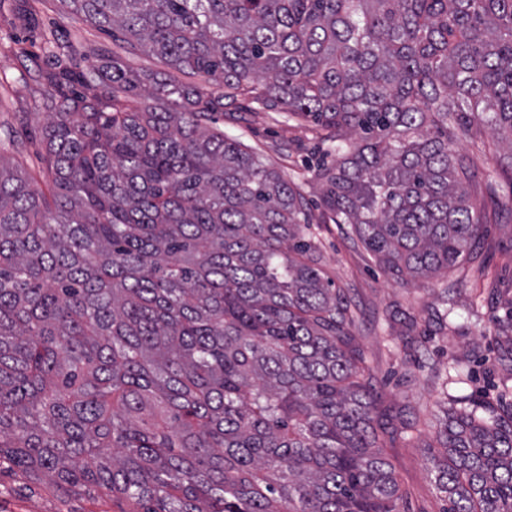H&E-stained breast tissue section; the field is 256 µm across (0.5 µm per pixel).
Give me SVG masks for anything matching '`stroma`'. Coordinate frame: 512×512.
Returning a JSON list of instances; mask_svg holds the SVG:
<instances>
[{
	"label": "stroma",
	"mask_w": 512,
	"mask_h": 512,
	"mask_svg": "<svg viewBox=\"0 0 512 512\" xmlns=\"http://www.w3.org/2000/svg\"><path fill=\"white\" fill-rule=\"evenodd\" d=\"M17 0H0V125L12 142L0 141V159L26 173L34 189L50 190L41 142L45 123L36 102L49 91L44 78L65 46L78 44L72 69L86 71L96 54L118 52L134 70L162 71L155 56L120 51L97 28L44 0L35 23L13 16ZM225 137L240 141L300 183L315 220L321 268L356 313L355 343L365 377L377 393L381 453L400 487V512H443L446 503L428 467L438 454L436 435L446 396H466L501 419L512 417V364L500 357L499 321L512 316V159L478 156L468 187L485 224L456 268L430 280L391 279L350 225L334 223L324 210L319 183L304 179L307 161L321 143L311 122L260 106L216 113ZM449 290L456 308L445 314L440 294ZM111 500L92 504L63 500L43 489L19 488L0 473V512H113Z\"/></svg>",
	"instance_id": "stroma-1"
}]
</instances>
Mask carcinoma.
<instances>
[{
  "mask_svg": "<svg viewBox=\"0 0 512 512\" xmlns=\"http://www.w3.org/2000/svg\"><path fill=\"white\" fill-rule=\"evenodd\" d=\"M60 3L189 80L58 60L50 195L0 159V466L119 512H399L301 187L211 116L313 120L335 223L397 282L445 273L483 224L454 131L512 159V0ZM459 403L444 512H512V422Z\"/></svg>",
  "mask_w": 512,
  "mask_h": 512,
  "instance_id": "obj_1",
  "label": "carcinoma"
}]
</instances>
